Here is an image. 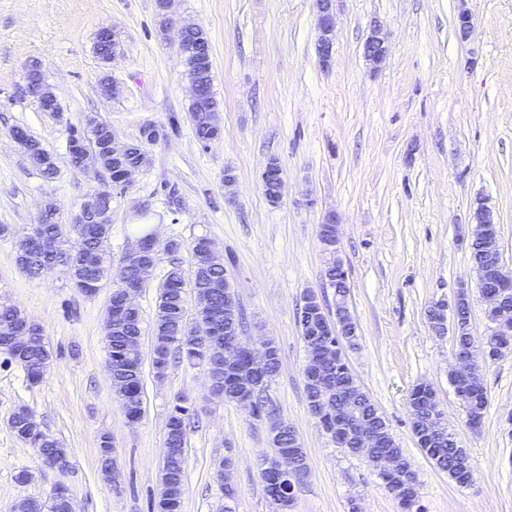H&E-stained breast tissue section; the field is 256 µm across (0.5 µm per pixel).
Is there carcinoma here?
<instances>
[{
    "instance_id": "cac0c4a2",
    "label": "carcinoma",
    "mask_w": 512,
    "mask_h": 512,
    "mask_svg": "<svg viewBox=\"0 0 512 512\" xmlns=\"http://www.w3.org/2000/svg\"><path fill=\"white\" fill-rule=\"evenodd\" d=\"M184 60L186 75L196 81L203 89V103H192L188 108L189 120L194 135L199 144L206 147L209 143L219 139L222 134L221 127L210 121V114L219 110V102L213 92L212 63L201 66L194 63L195 58L205 55L206 44L209 43L207 33L186 25ZM13 133L26 138L23 150L31 163L39 170L41 175L51 180L57 173L56 159L46 155L42 144L33 139L27 132L17 127ZM112 125L102 122L101 127L87 132L72 128L68 137V155L71 165L77 167L88 151L99 153L102 171L106 172L110 181L118 178L112 171V156L106 152V144L112 137ZM159 137V130L154 126L142 127L139 139L130 143L129 150L124 155L122 164L126 166H140L147 162L146 146L154 143ZM58 204L51 200L48 202L46 222L50 226H58L65 235L74 234L83 241V247L66 265L73 285L87 296L98 292L100 285L110 280L112 286H120L125 278L137 276L132 266H125L112 273V258L107 242L112 225L88 222L86 224H58ZM191 253L190 270L186 271L176 262L171 263L167 270L162 290L157 298L155 320L153 325V341L151 347V366L154 376L162 379L166 376L171 365L177 361H186L193 366H200L209 371L215 388L222 394L227 402H237L247 394L239 383V375L254 370L251 359L246 355L239 356L235 361L229 362L224 357V350L228 347L232 337L224 334L230 326L229 319L224 317V309L233 304L231 289L224 288V279L227 271L224 267V258L207 249V238L195 239L189 247ZM191 288L196 296V308L207 314V335L189 340L179 335V330L187 321L186 288ZM120 293L114 292L110 296L106 308V319L112 323V333L107 337L108 364L112 371V389L121 403L126 418L131 422L141 419L143 404L142 383V354L140 350L142 336V318L138 308L119 310ZM19 309L6 304H0V347L12 351L10 361L19 365L26 373L27 380L36 385L44 379L51 365L53 352L51 351L41 327L34 325L25 341L17 346L14 344L12 327ZM461 335L454 337L455 347L464 352L471 343V337L466 334L470 322L469 303L465 302L460 308ZM307 352V361H319L323 369L331 377L343 383L345 394L356 405V411L363 416L375 420L380 430L379 445L375 448L376 454H390L400 462V468L381 475L388 486L400 487L407 479L416 477L415 471L399 444L392 436L384 417L379 413L369 395L358 385L351 382V371L343 361L342 355L335 354L327 359L324 357L322 346L304 344ZM280 360L278 349L271 346V354L262 368L264 382H271L279 372ZM451 384L458 388L464 387L466 391V413L470 420L477 421L483 417L487 399L481 380L474 382L464 381L458 377H450ZM306 399L310 412L316 417L322 427L328 431H335L336 418L344 409L343 395L331 390L322 398V404L313 406L314 394L310 384H305ZM432 388L426 384H418L410 396L411 423L414 436H427V412L423 405L428 400ZM252 398L254 408L252 416L260 418L270 417L274 409L265 395V388L256 389ZM197 415L192 402L185 395L175 398L165 423V450L163 462L162 485L163 491L156 504L157 512H180L184 494L185 459L188 429L191 420ZM10 426L15 436L26 445L37 450H45L62 464L70 463L67 450L55 439L41 430L34 415L25 406L18 407L10 418ZM271 442L280 448L288 449L299 463V474L308 469L307 457L304 449L296 443L288 432H278L271 436ZM425 455L456 483L464 484L466 472L462 462L469 459L465 449L458 445L452 433L448 432L438 439L430 440V446L423 449ZM70 512L69 501L65 497L52 500L46 507L37 502L26 500L19 505V512Z\"/></svg>"
}]
</instances>
